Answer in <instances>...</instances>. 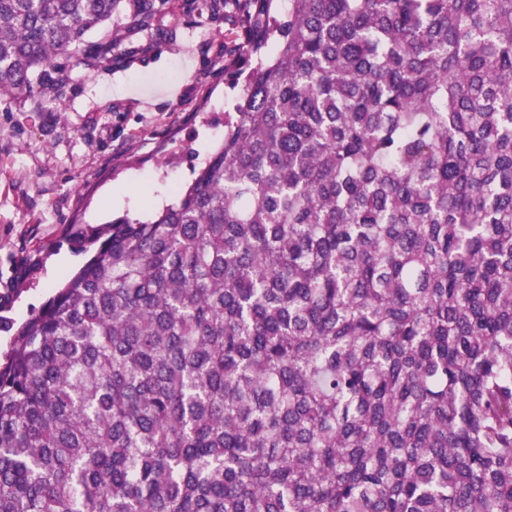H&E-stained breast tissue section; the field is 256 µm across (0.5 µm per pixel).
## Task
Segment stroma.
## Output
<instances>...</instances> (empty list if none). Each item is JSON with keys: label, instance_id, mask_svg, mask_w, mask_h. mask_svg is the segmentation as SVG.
<instances>
[{"label": "stroma", "instance_id": "1", "mask_svg": "<svg viewBox=\"0 0 512 512\" xmlns=\"http://www.w3.org/2000/svg\"><path fill=\"white\" fill-rule=\"evenodd\" d=\"M183 4L152 31L121 25L97 69L65 62L62 100L0 96V293L14 291L1 319L23 323L79 271L78 228L151 220L222 144L235 28Z\"/></svg>", "mask_w": 512, "mask_h": 512}]
</instances>
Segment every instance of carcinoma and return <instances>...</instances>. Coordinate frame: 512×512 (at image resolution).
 Here are the masks:
<instances>
[{
    "label": "carcinoma",
    "mask_w": 512,
    "mask_h": 512,
    "mask_svg": "<svg viewBox=\"0 0 512 512\" xmlns=\"http://www.w3.org/2000/svg\"><path fill=\"white\" fill-rule=\"evenodd\" d=\"M121 2L0 0V96ZM224 5L221 147L7 326L0 512H512V0Z\"/></svg>",
    "instance_id": "obj_1"
}]
</instances>
